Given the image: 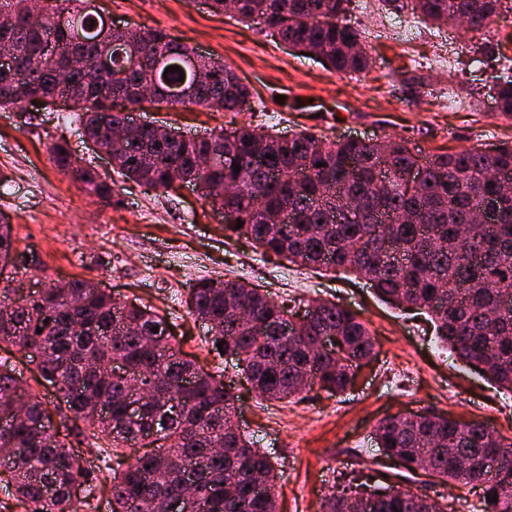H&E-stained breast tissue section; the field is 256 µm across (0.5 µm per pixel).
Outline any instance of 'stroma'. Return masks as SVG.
I'll return each instance as SVG.
<instances>
[{"label": "stroma", "mask_w": 512, "mask_h": 512, "mask_svg": "<svg viewBox=\"0 0 512 512\" xmlns=\"http://www.w3.org/2000/svg\"><path fill=\"white\" fill-rule=\"evenodd\" d=\"M114 24L162 28L198 54L227 65L250 90L241 112L201 107L140 113L141 121L203 135L251 124L288 136L305 130L331 140L402 139L416 153H452L512 141V116L499 112L497 84L512 77V12L482 31L431 24L382 0H351L348 21L362 29L371 54L357 75L330 71L291 50L258 22L211 11L207 0H95ZM457 108H449V95ZM69 151L109 171L63 112L0 109V224L13 227L20 254L32 258L24 287L85 278L117 300H139L166 316L183 352L230 386L239 426L269 453L279 475L278 512H321L334 484L375 483L380 452L373 428L392 414L444 412L488 425L512 442V393L442 347L428 315L377 298L366 281L321 273L226 239L224 221L192 185L167 194L117 178L118 203L105 206L49 161ZM200 279L237 280L294 300L297 309L330 300L358 311L376 342L355 386L331 394L315 388L294 400L258 397L236 360L216 350L188 310ZM96 485L92 512H110L112 454L72 436Z\"/></svg>", "instance_id": "stroma-1"}]
</instances>
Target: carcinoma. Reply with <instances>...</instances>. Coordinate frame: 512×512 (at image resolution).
Here are the masks:
<instances>
[{
  "label": "carcinoma",
  "instance_id": "cac0c4a2",
  "mask_svg": "<svg viewBox=\"0 0 512 512\" xmlns=\"http://www.w3.org/2000/svg\"><path fill=\"white\" fill-rule=\"evenodd\" d=\"M93 0H52L37 15L28 0L0 8V33L22 53L31 81L0 73V109H51L62 95L85 137L112 154L119 173L153 189L175 182L206 183L210 206L224 213L228 237H244L264 253L327 271L340 269L369 281L378 296L431 315L437 339L458 358L512 391V145L421 157L405 141H330L306 132L284 139L249 125L187 137L170 127L159 134L131 126L126 105L152 108L204 106L238 111L250 97L234 72L205 60L163 29L116 35L105 30ZM211 8L265 27L292 49L318 53L334 70L359 74L370 57L364 35L347 23L350 0H210ZM421 19L466 16L487 26L503 0H382ZM107 45L112 102L80 72L66 84L49 47L62 54ZM169 66L182 73L165 72ZM184 80H179V76ZM498 109L512 114V80L496 89ZM220 149L225 160L209 170L199 160ZM50 154L59 170L88 194L112 201V181L74 158L62 144ZM271 154L275 159L266 158ZM240 171H234L235 166ZM420 175L406 187L404 175ZM498 203L495 221L468 238L478 202ZM243 222L236 228L237 222ZM12 277L0 283V346L24 353L56 392L58 404L90 426L84 439L121 448H144L113 471L112 512H170L186 484L194 486V512H278L277 478L270 456L234 428V395L223 382L183 357L166 318L143 303L117 302L88 279L52 282L37 295L10 283L25 266L12 226L0 224V259ZM192 315L224 353L237 359L254 392L287 400L306 387L298 378L335 394L347 390L361 362L375 354L357 313L320 301L296 336L280 326L294 308L244 283L200 279L190 288ZM158 330L151 331L152 327ZM42 333H37V329ZM320 336L337 337L334 354L315 349ZM145 399L128 411L127 393ZM0 485L8 500L0 512H79L91 507L95 487L84 458L60 439L65 423L0 359ZM379 451L402 466L387 478L417 482L424 461L438 480L480 487L483 512H512V442L478 422L444 413L398 414L374 428ZM497 495V501L487 496ZM324 512H448V501L386 483L365 493L334 489Z\"/></svg>",
  "mask_w": 512,
  "mask_h": 512
}]
</instances>
